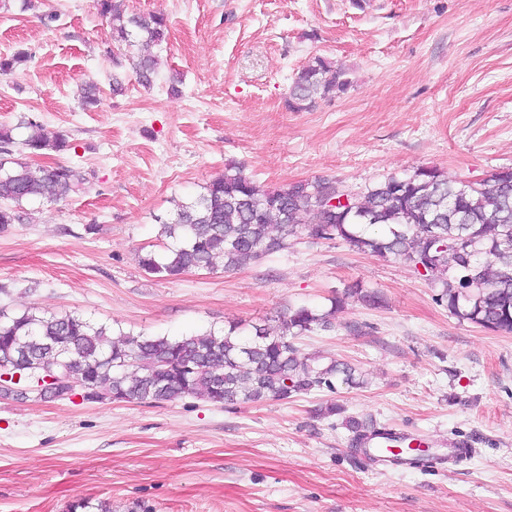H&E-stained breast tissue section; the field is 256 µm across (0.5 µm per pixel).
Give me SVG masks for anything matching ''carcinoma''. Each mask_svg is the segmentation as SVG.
<instances>
[{"label": "carcinoma", "mask_w": 512, "mask_h": 512, "mask_svg": "<svg viewBox=\"0 0 512 512\" xmlns=\"http://www.w3.org/2000/svg\"><path fill=\"white\" fill-rule=\"evenodd\" d=\"M108 18L116 42L128 47L139 36L148 44L166 39L160 14L125 16L122 0H93ZM139 82L151 86L159 60H132ZM345 72L318 58L293 80L287 101L293 111L307 109L316 97L344 93ZM24 141L33 155L67 147L63 135L29 123ZM88 180L77 167L55 164L32 169L19 160L0 161V230L20 220L12 205L55 203L84 189ZM344 191L320 177L265 189L230 163L199 195L180 205L175 219L162 223L165 251L140 258L142 269L173 279L198 269L226 272L288 250L290 238L341 239L359 252L393 255L439 288L448 312L495 332L512 333V168L492 173L474 186L454 182L436 167H421L405 177L389 176L355 194L350 204L326 210L321 201ZM352 299L371 306L381 297L355 283L327 309L288 306L274 321L272 334L251 326L249 337L233 324L226 330L169 337L119 333L77 313L0 315V365L42 372L65 363L69 377L88 383L94 400L144 404L184 397L233 408L244 403L286 401L314 390L365 384L352 365L320 352L303 353L296 340L335 327L336 310ZM351 445L359 447L373 421L348 417Z\"/></svg>", "instance_id": "1"}]
</instances>
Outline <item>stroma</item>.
<instances>
[{
  "label": "stroma",
  "instance_id": "stroma-1",
  "mask_svg": "<svg viewBox=\"0 0 512 512\" xmlns=\"http://www.w3.org/2000/svg\"><path fill=\"white\" fill-rule=\"evenodd\" d=\"M167 37L152 87L114 69L109 20L92 0H0V125L16 158L79 166L88 191L19 208L0 232V309L75 312L113 329L181 336L260 322L288 305L326 308L360 282L382 303L345 305L336 328L303 337L358 368L285 401L226 409L0 398V512H512V334L452 316L401 259L346 242L293 238L233 272L163 280L139 257L163 252L158 217L235 162L261 186L334 179L362 190L436 167L474 185L512 168V0H125ZM54 21H46L48 13ZM346 71L345 93L301 111L287 99L315 58ZM120 77L121 93L112 79ZM96 85L83 107L77 89ZM68 146L28 155V122ZM365 332H349L351 324ZM335 403L342 414L318 417ZM473 441L457 465L378 470L345 417Z\"/></svg>",
  "mask_w": 512,
  "mask_h": 512
}]
</instances>
